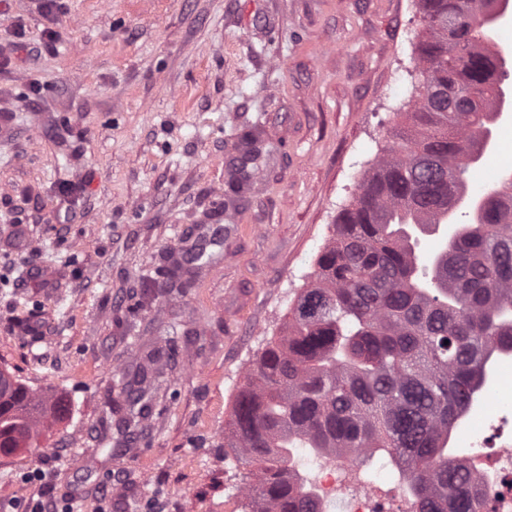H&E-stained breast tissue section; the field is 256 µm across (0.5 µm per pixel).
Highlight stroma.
Listing matches in <instances>:
<instances>
[{"label": "stroma", "instance_id": "stroma-1", "mask_svg": "<svg viewBox=\"0 0 512 512\" xmlns=\"http://www.w3.org/2000/svg\"><path fill=\"white\" fill-rule=\"evenodd\" d=\"M421 31L417 0H0V363L70 403L40 447L0 456V512H138L149 487L155 512H241L224 424L417 100ZM248 130L263 158L236 195ZM509 173L512 111L469 197ZM201 247L217 262L197 267ZM174 267L183 292L145 293ZM169 341L150 416L118 432L120 377Z\"/></svg>", "mask_w": 512, "mask_h": 512}]
</instances>
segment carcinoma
<instances>
[{
	"mask_svg": "<svg viewBox=\"0 0 512 512\" xmlns=\"http://www.w3.org/2000/svg\"><path fill=\"white\" fill-rule=\"evenodd\" d=\"M495 0H418L422 92L355 199L333 224L282 335L249 369L225 423L224 447L256 468L242 512H321L291 449L388 456L419 512H482L472 477L448 464V435L512 354V177L452 246L426 265L416 233L442 223L481 157L505 72L487 34ZM236 185L262 158L257 137ZM160 369L121 381L127 425L149 407ZM64 400L33 397L18 379L0 393V454L38 448V425Z\"/></svg>",
	"mask_w": 512,
	"mask_h": 512,
	"instance_id": "carcinoma-1",
	"label": "carcinoma"
}]
</instances>
